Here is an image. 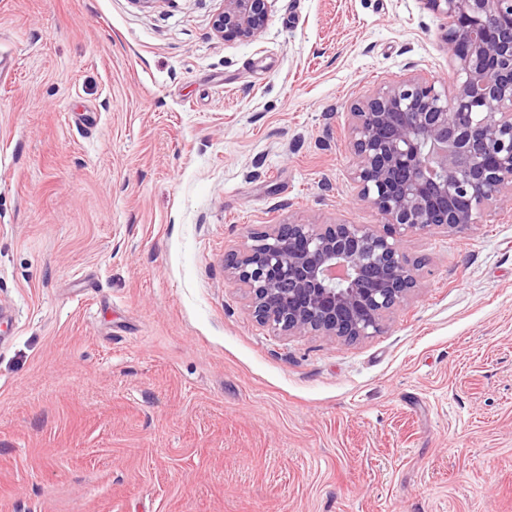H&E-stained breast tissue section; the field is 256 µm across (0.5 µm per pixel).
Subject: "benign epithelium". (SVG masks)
<instances>
[{"mask_svg": "<svg viewBox=\"0 0 512 512\" xmlns=\"http://www.w3.org/2000/svg\"><path fill=\"white\" fill-rule=\"evenodd\" d=\"M447 19L442 41L452 95L414 76L350 112L354 200L385 219L367 224H269L227 256L254 318L289 336H373L417 287L403 237L464 230L480 208L512 209V0H426ZM270 0H224L215 32L249 41Z\"/></svg>", "mask_w": 512, "mask_h": 512, "instance_id": "benign-epithelium-1", "label": "benign epithelium"}]
</instances>
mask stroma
<instances>
[{
	"label": "stroma",
	"instance_id": "1",
	"mask_svg": "<svg viewBox=\"0 0 512 512\" xmlns=\"http://www.w3.org/2000/svg\"><path fill=\"white\" fill-rule=\"evenodd\" d=\"M0 0V512H512V211L404 238L356 342L259 325L224 258L368 224L352 104L453 81L426 0ZM270 0H224L214 22L215 32L228 40L249 41L260 35L269 19Z\"/></svg>",
	"mask_w": 512,
	"mask_h": 512
}]
</instances>
